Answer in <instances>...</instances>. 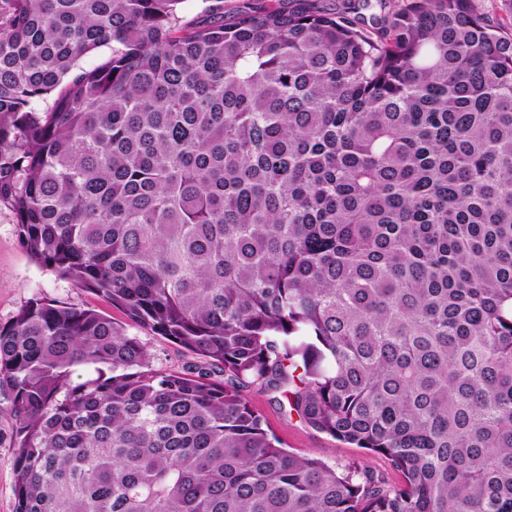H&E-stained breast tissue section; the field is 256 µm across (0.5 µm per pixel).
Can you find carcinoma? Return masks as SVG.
<instances>
[{
	"label": "carcinoma",
	"instance_id": "carcinoma-1",
	"mask_svg": "<svg viewBox=\"0 0 512 512\" xmlns=\"http://www.w3.org/2000/svg\"><path fill=\"white\" fill-rule=\"evenodd\" d=\"M180 2L0 0L21 246L201 360L22 305L16 512H512V32L472 0ZM252 386L401 481L282 447ZM126 328L129 334L138 336L146 345L154 369L161 371L181 370L188 362L194 361L192 356L161 336L153 335L134 326H126Z\"/></svg>",
	"mask_w": 512,
	"mask_h": 512
}]
</instances>
